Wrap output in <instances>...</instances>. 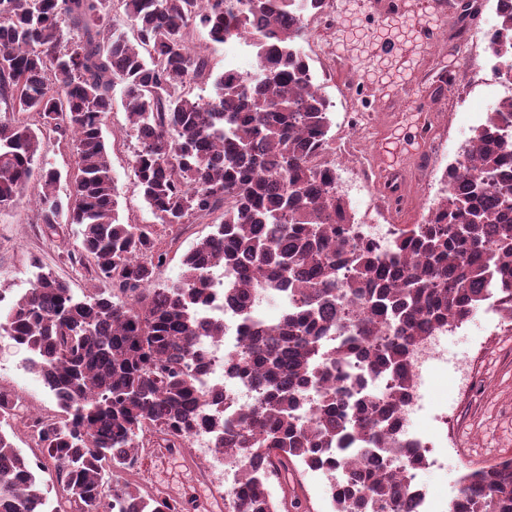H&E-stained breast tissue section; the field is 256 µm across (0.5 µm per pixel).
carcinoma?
Segmentation results:
<instances>
[{
    "instance_id": "1",
    "label": "carcinoma",
    "mask_w": 512,
    "mask_h": 512,
    "mask_svg": "<svg viewBox=\"0 0 512 512\" xmlns=\"http://www.w3.org/2000/svg\"><path fill=\"white\" fill-rule=\"evenodd\" d=\"M323 0H119L136 39L110 23L112 0H0V101L27 119H0V211L29 183L44 233L74 227L63 259L104 284L83 299L51 272L0 309V336L27 347L47 371L61 417L42 423L32 462L0 430V512H178L169 496L128 480L109 481L150 429L155 446L186 445L199 423L252 459L224 512H292L301 505L299 468L348 469L336 512H411V484L384 468L349 466L326 449L356 435L386 454L421 465L392 440L412 385L407 351L425 329L463 322L487 296L512 319V97L489 113L443 172L448 196L422 224H405L385 249L356 244L336 172L313 163L328 147V104L295 45L302 10ZM488 50L512 81V9L498 10ZM225 43L254 36L255 78L226 71L209 98L185 91L212 75L208 55L187 49L190 29ZM138 149L131 162L154 224L123 223L103 125L112 91ZM65 140L77 173L66 196L44 145ZM211 217L213 232L183 257V272L155 283L165 253L156 225ZM246 307L255 288L288 292L277 334L260 324L233 357L259 394L234 420L206 416L210 401L191 365L201 357L197 307L214 270ZM131 298L123 303L115 291ZM347 303L363 315L348 319ZM343 331L326 351L321 336ZM318 393L315 420L295 423L302 392ZM53 468L56 508L38 472ZM280 490L269 491V474ZM472 496L454 512H512V458L470 468Z\"/></svg>"
}]
</instances>
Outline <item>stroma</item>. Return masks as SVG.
Here are the masks:
<instances>
[{
	"label": "stroma",
	"mask_w": 512,
	"mask_h": 512,
	"mask_svg": "<svg viewBox=\"0 0 512 512\" xmlns=\"http://www.w3.org/2000/svg\"><path fill=\"white\" fill-rule=\"evenodd\" d=\"M461 2L446 0L441 6L437 0H420L417 13L391 14L375 23L367 15L364 0H338L335 17L327 29L305 32L298 39L297 45L306 55L320 92L329 104L331 141H339L348 132L351 85H364L376 110L377 127L364 151L377 155L378 164L370 170L362 195L350 190L344 194L354 215L371 211L381 224L422 222L428 209L439 202V189L423 193L417 186H410L408 210L395 215L375 210L374 187L402 171L406 157H423L428 148L423 127L439 113L450 114L444 124L445 149L439 163L444 169L459 157L488 113L502 100L512 97V85L496 76L497 60L487 50L486 35L498 23L497 0H480V20L473 26L470 38L448 37L431 54L420 43V30H443V6L456 8ZM380 40L395 41L400 47L398 56L373 55L371 47ZM442 76L448 85L443 95L438 96L433 88ZM103 132L111 149L120 221L152 223L153 216L131 170L137 141L130 135L122 86L113 90V110L105 120ZM39 189L38 183H30L27 201L0 212V292L9 300L20 296L41 270L67 281L75 296L93 292L97 281L85 270L65 263L59 242L41 234L37 211L31 203ZM212 231L213 223L208 218L160 229L158 243L166 253V262L158 270V282L177 280L184 253ZM490 324L488 315L476 311L467 330L448 344L449 361L465 356L477 361L478 372L468 400H460L458 383L450 370L439 371L428 388L435 405L456 407L463 420V449H448L441 468L422 474L423 481L443 503L464 474L465 460L490 452L512 457V341L489 336ZM28 355L25 347L5 339L0 341V391L16 394L29 409L41 414L58 415L56 400L44 384L29 383L15 374V364Z\"/></svg>",
	"instance_id": "35a3bbf8"
}]
</instances>
